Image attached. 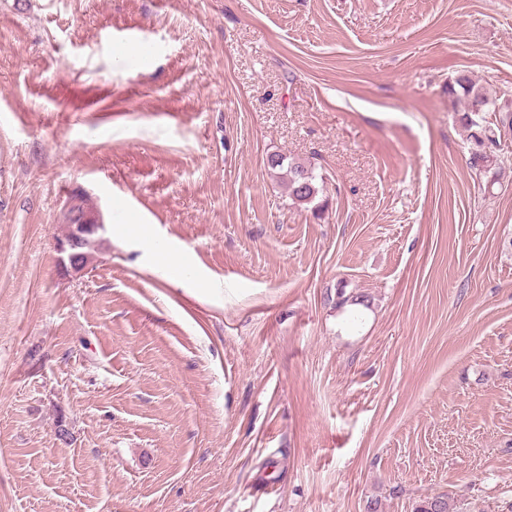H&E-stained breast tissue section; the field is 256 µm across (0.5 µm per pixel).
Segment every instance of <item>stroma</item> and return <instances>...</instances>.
I'll use <instances>...</instances> for the list:
<instances>
[{
  "label": "stroma",
  "mask_w": 512,
  "mask_h": 512,
  "mask_svg": "<svg viewBox=\"0 0 512 512\" xmlns=\"http://www.w3.org/2000/svg\"><path fill=\"white\" fill-rule=\"evenodd\" d=\"M461 73L512 104V0H0V512H512V129L489 183ZM285 177L289 195L300 204L311 203L320 191L311 165L308 167L300 163H288ZM60 219L68 228L66 235L72 232V237L67 240V236L64 235L53 241L58 266L68 275L81 274L94 262L98 251L99 234L106 231V225L95 201L83 193L69 196L60 213ZM86 235L90 236L86 248H79L81 251H77L78 245L88 237ZM75 252L84 253L86 260L77 261L79 254ZM413 512H464L447 494L426 496L415 504Z\"/></svg>",
  "instance_id": "stroma-1"
}]
</instances>
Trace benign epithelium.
Returning <instances> with one entry per match:
<instances>
[{"mask_svg": "<svg viewBox=\"0 0 512 512\" xmlns=\"http://www.w3.org/2000/svg\"><path fill=\"white\" fill-rule=\"evenodd\" d=\"M60 219L72 237L53 241L58 266L68 274H81L94 262L99 234L106 231V225L95 201L83 193L69 196Z\"/></svg>", "mask_w": 512, "mask_h": 512, "instance_id": "7a95c632", "label": "benign epithelium"}]
</instances>
